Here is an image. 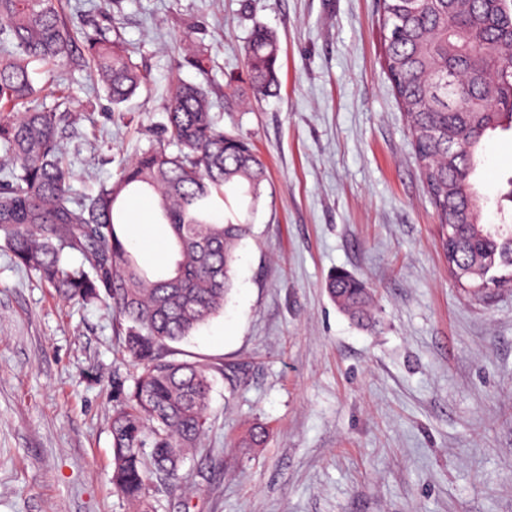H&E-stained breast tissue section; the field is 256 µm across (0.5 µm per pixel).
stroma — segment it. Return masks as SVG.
<instances>
[{"label":"stroma","instance_id":"35a3bbf8","mask_svg":"<svg viewBox=\"0 0 512 512\" xmlns=\"http://www.w3.org/2000/svg\"><path fill=\"white\" fill-rule=\"evenodd\" d=\"M75 25L133 49L148 77L114 109L63 69L56 112L75 196L156 145L169 90L205 87L268 173L223 314L168 357L215 376L188 490L157 512H512V284L482 297L448 271L384 66L380 0H67ZM274 32L280 86L252 94L242 48ZM208 55L201 75L181 48ZM479 188L512 209V132L486 139ZM375 295L358 326L326 290ZM108 304L63 298L0 240V512H133L113 489L112 388L130 384ZM264 433L248 447L251 431ZM327 291L336 305L358 323H374L373 298L364 281L337 270L328 279Z\"/></svg>","mask_w":512,"mask_h":512}]
</instances>
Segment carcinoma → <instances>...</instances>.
<instances>
[{"instance_id":"carcinoma-1","label":"carcinoma","mask_w":512,"mask_h":512,"mask_svg":"<svg viewBox=\"0 0 512 512\" xmlns=\"http://www.w3.org/2000/svg\"><path fill=\"white\" fill-rule=\"evenodd\" d=\"M384 63L407 118L415 155L441 223L448 268L465 288L482 293L512 280V224H484L486 197L477 175L483 141L512 130V0H381ZM279 42L253 31L243 46L254 92L279 86ZM76 64L118 106L147 76L128 49L79 36L63 0H0V238L15 260L70 300L110 302L118 314L123 351L137 367L112 413L115 489L137 512H154L157 480L179 487L181 465L205 433L213 373L229 368L167 359L168 344L190 336L224 312L233 288L236 250L262 195L266 166L248 140L224 133L200 85L174 86L162 124L165 144L141 153L119 176L77 199L57 115L29 106L42 88L35 75ZM494 88L486 96V84ZM469 100L462 112L458 99ZM151 192L167 226L175 259L144 271L124 241L126 200ZM77 253L70 269L63 255ZM336 305L363 325L374 322L365 282L336 271L327 282Z\"/></svg>"}]
</instances>
